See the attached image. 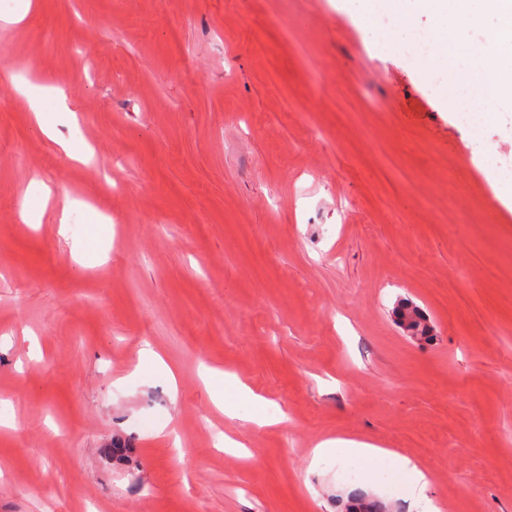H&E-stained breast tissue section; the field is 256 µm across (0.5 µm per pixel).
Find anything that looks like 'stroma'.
I'll list each match as a JSON object with an SVG mask.
<instances>
[{
  "label": "stroma",
  "instance_id": "obj_1",
  "mask_svg": "<svg viewBox=\"0 0 512 512\" xmlns=\"http://www.w3.org/2000/svg\"><path fill=\"white\" fill-rule=\"evenodd\" d=\"M419 68L336 0L0 11V512H408L387 463L311 472L325 439L417 464L441 512H512V111L464 127ZM205 364L287 423H246L229 385L225 417ZM17 89L19 93L24 96L30 107V111L33 112L37 119V123L41 131L49 136H53V127L51 124L47 123L44 119V107H43V97L45 93H51L50 91L44 90L42 87L37 86L31 83L29 80L22 79L18 85ZM393 313L399 324L403 326L407 336H416L418 340L433 339V329L430 325L429 318L423 310L412 301L400 300Z\"/></svg>",
  "mask_w": 512,
  "mask_h": 512
}]
</instances>
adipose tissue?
Wrapping results in <instances>:
<instances>
[{
    "instance_id": "adipose-tissue-1",
    "label": "adipose tissue",
    "mask_w": 512,
    "mask_h": 512,
    "mask_svg": "<svg viewBox=\"0 0 512 512\" xmlns=\"http://www.w3.org/2000/svg\"><path fill=\"white\" fill-rule=\"evenodd\" d=\"M349 456L364 460L389 458L395 470L402 473L407 492L422 512H441L438 503L426 493L427 479L422 470L409 460L379 445L354 440L327 439L320 441L311 452L312 466H319L323 461Z\"/></svg>"
}]
</instances>
